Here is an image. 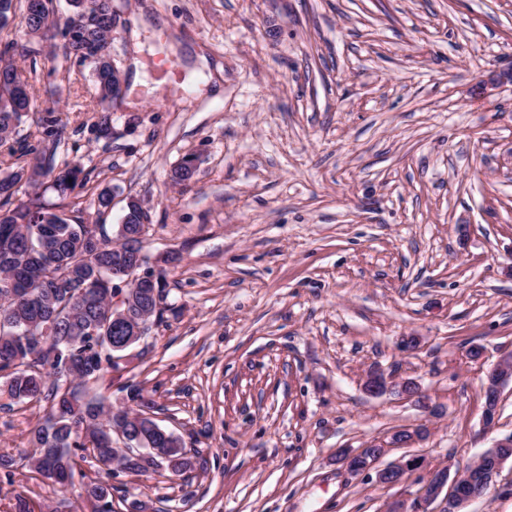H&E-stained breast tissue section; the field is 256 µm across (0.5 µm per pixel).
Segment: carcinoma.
<instances>
[{"instance_id":"carcinoma-1","label":"carcinoma","mask_w":512,"mask_h":512,"mask_svg":"<svg viewBox=\"0 0 512 512\" xmlns=\"http://www.w3.org/2000/svg\"><path fill=\"white\" fill-rule=\"evenodd\" d=\"M68 5L73 13L68 21L77 17L80 27L64 41L63 54L92 57L91 75L104 102L120 93L108 47L111 30L105 23L112 0H68ZM55 14L53 0H0V26L18 17L27 34L44 40L55 28ZM24 84L20 96L8 79H0V140L7 139L31 110L35 88L27 79ZM29 168V178L50 179L59 203L47 204L35 195L15 204L12 198L23 173L0 177V275L10 280L9 287H0V372L6 377L0 392L17 404L45 403V419L31 431V472L66 489L73 484L77 460L87 453L115 463L124 473L147 472L145 459L136 451L114 447L105 439L104 428L117 426L149 448L150 456L171 475H185L193 469L192 457L179 438L140 419L142 407L150 406L141 391L127 394L134 409L107 407L101 398L76 391L112 372L97 345L126 342L131 324L154 316L153 304L144 295L147 282L123 288L126 323H112V310L104 305L105 294L112 291V257H121L128 266L139 261L143 212L134 202L126 206L123 253H116L112 239H99L90 225L63 217L62 203L71 198L82 174L79 165L58 170L42 152L33 154ZM92 327L95 337L88 334ZM58 348L70 350L77 381L68 384L57 378L50 354ZM79 496L92 512H112L113 486L107 480L83 483Z\"/></svg>"}]
</instances>
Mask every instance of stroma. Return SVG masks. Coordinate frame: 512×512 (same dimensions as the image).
Returning a JSON list of instances; mask_svg holds the SVG:
<instances>
[{
	"mask_svg": "<svg viewBox=\"0 0 512 512\" xmlns=\"http://www.w3.org/2000/svg\"><path fill=\"white\" fill-rule=\"evenodd\" d=\"M112 9L123 91L104 104L88 64L19 22L0 29V46L31 47L6 59L37 91L0 142V177L49 145L56 166L83 170L84 223L117 230L130 196L150 214L144 251L166 271L168 307L92 390L119 407L141 389L196 467L114 474L113 512L134 499L152 512H385L433 469L456 470L511 435L512 386L492 431L481 416L485 376L512 352V84L473 88L512 65V0ZM198 53L215 64L220 96L195 71ZM188 156L197 173L175 183ZM106 186L115 197L102 213ZM375 366L416 382L437 414L395 392L366 395ZM42 415L1 396L0 455H31ZM424 423L429 440L386 455L424 458L407 482L336 462L338 449ZM101 475L90 456L66 491L0 470V512H75L79 485Z\"/></svg>",
	"mask_w": 512,
	"mask_h": 512,
	"instance_id": "obj_1",
	"label": "stroma"
}]
</instances>
